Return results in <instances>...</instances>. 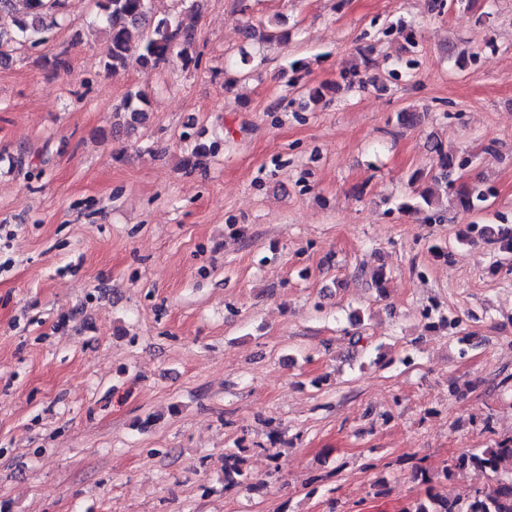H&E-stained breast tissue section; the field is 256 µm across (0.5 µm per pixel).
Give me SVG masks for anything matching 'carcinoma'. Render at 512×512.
Segmentation results:
<instances>
[{
    "mask_svg": "<svg viewBox=\"0 0 512 512\" xmlns=\"http://www.w3.org/2000/svg\"><path fill=\"white\" fill-rule=\"evenodd\" d=\"M12 0H0V30L13 26V41L36 48L46 42L51 29L58 25L56 13L65 0H28V18L20 20L12 16ZM150 0H94L98 21L109 36V52L103 63V71L116 76L127 68L129 52L134 42L141 45L138 56L141 71L150 75L157 69L179 60L182 68L198 63L195 55L197 42V0H176V8L161 17L153 14ZM146 94L142 91L128 93L122 107L116 112L119 129L132 119L143 123L147 120ZM440 173L430 177V185L419 191L416 205H407L417 211H426V219L444 220L437 211L440 194L455 189L461 206L474 209L487 201L492 190L480 181L457 184L456 175L465 170L470 161L446 150L437 143L433 147ZM479 237L500 244V252L512 258V225L476 224ZM246 449L242 446L224 455V492L250 489L251 476L245 467ZM468 473L476 481L470 497L461 501L443 496L435 485L450 482L458 475ZM413 479L427 486L425 497L416 500L402 512H512V438L495 445L468 451L450 459L433 472L419 461L412 470Z\"/></svg>",
    "mask_w": 512,
    "mask_h": 512,
    "instance_id": "cac0c4a2",
    "label": "carcinoma"
}]
</instances>
